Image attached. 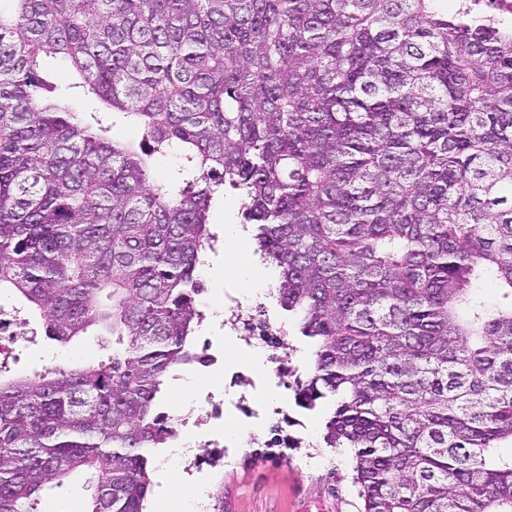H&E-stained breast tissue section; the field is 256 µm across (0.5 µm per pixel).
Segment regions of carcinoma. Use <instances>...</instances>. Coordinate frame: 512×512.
Segmentation results:
<instances>
[{
  "mask_svg": "<svg viewBox=\"0 0 512 512\" xmlns=\"http://www.w3.org/2000/svg\"><path fill=\"white\" fill-rule=\"evenodd\" d=\"M4 1L0 295L112 354L0 380V512L78 471L85 512H144L226 186L313 347L297 403L332 404L363 512H512V26L445 0ZM41 69L42 75L65 90L77 107L88 109L95 106L94 99L87 96L83 88H70L79 80L71 74L69 68L59 58H44Z\"/></svg>",
  "mask_w": 512,
  "mask_h": 512,
  "instance_id": "carcinoma-1",
  "label": "carcinoma"
}]
</instances>
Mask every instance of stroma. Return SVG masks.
Instances as JSON below:
<instances>
[{"label": "stroma", "instance_id": "1", "mask_svg": "<svg viewBox=\"0 0 512 512\" xmlns=\"http://www.w3.org/2000/svg\"><path fill=\"white\" fill-rule=\"evenodd\" d=\"M250 258L248 250H232L222 242L210 253L209 265L223 268L224 278L217 282L206 274L201 277L198 302L208 318L196 331V347H203L205 339L213 335L210 313L222 309L226 295L244 291L236 272ZM21 317L22 340L0 345V362L8 366L0 379L29 376L52 363H95L112 352L111 337L95 332L75 338L68 346H56L45 337L38 314L25 310ZM233 345L234 365L205 372L199 390L214 393L224 419L243 428L244 435L235 446L237 462L231 467L222 466L220 449L201 444L198 466L186 472V481L216 487L224 495V512H360L350 453L344 448L326 447L323 442L330 406L323 404L312 411L300 408L293 397L278 393L273 363L255 366L251 350ZM234 375L252 383L246 391L248 407L276 405L282 407V414L255 420L234 409L235 395L223 390L225 380ZM274 438L287 439L288 447H269V440ZM93 491L91 475L80 474L42 493L38 512H81Z\"/></svg>", "mask_w": 512, "mask_h": 512}]
</instances>
